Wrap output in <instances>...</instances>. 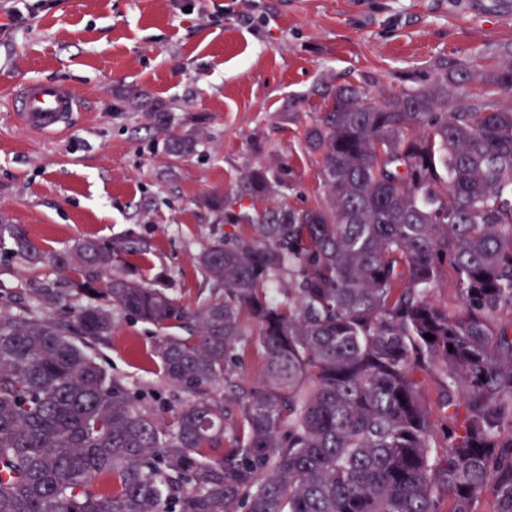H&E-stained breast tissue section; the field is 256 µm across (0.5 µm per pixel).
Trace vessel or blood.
Wrapping results in <instances>:
<instances>
[{
    "label": "vessel or blood",
    "instance_id": "1",
    "mask_svg": "<svg viewBox=\"0 0 512 512\" xmlns=\"http://www.w3.org/2000/svg\"><path fill=\"white\" fill-rule=\"evenodd\" d=\"M80 98L66 84L28 80L16 96V110L22 123L43 132L66 129L81 111Z\"/></svg>",
    "mask_w": 512,
    "mask_h": 512
}]
</instances>
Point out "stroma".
<instances>
[{
	"instance_id": "obj_1",
	"label": "stroma",
	"mask_w": 512,
	"mask_h": 512,
	"mask_svg": "<svg viewBox=\"0 0 512 512\" xmlns=\"http://www.w3.org/2000/svg\"><path fill=\"white\" fill-rule=\"evenodd\" d=\"M0 218L45 250L82 238L136 249L129 268L168 287L185 307L212 282L197 257L224 233L209 202L233 196L251 169L286 171L273 203L312 205L319 158L304 128L323 104L320 86L400 92L440 58L467 60L512 42V0H0ZM28 79L63 82L82 99L65 132L22 128L14 95ZM163 105L167 132L137 108ZM202 130L174 158L167 134ZM69 290L53 266H28L0 245V313H24L38 288ZM112 334L92 346L130 391L171 392L149 358L155 326L112 313Z\"/></svg>"
}]
</instances>
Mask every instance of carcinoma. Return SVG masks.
<instances>
[{
  "instance_id": "cac0c4a2",
  "label": "carcinoma",
  "mask_w": 512,
  "mask_h": 512,
  "mask_svg": "<svg viewBox=\"0 0 512 512\" xmlns=\"http://www.w3.org/2000/svg\"><path fill=\"white\" fill-rule=\"evenodd\" d=\"M511 94V43L438 60L390 96L324 89L304 129L320 196L260 211L280 178L256 167L212 199L226 230L198 256L215 288L193 310L117 268L128 242L58 254L0 220L27 263L80 275L74 294L43 288L0 316V512H476L489 487L512 512ZM447 265L454 312L430 299ZM113 307L188 331L151 351L186 395L166 426L150 389L88 351ZM250 351L256 384L234 377Z\"/></svg>"
}]
</instances>
